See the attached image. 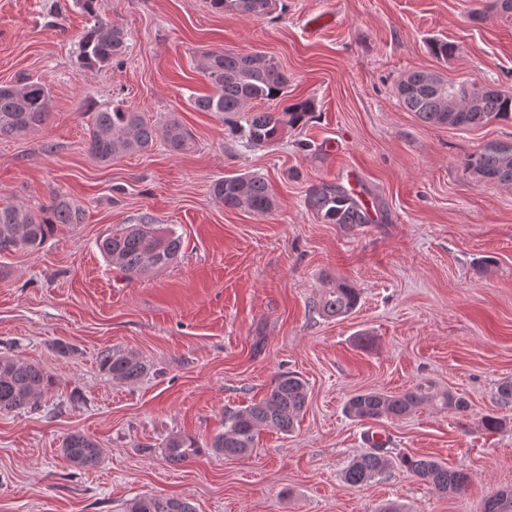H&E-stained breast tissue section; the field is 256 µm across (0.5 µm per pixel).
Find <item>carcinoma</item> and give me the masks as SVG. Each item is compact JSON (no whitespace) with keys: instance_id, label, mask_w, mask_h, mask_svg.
<instances>
[{"instance_id":"obj_1","label":"carcinoma","mask_w":512,"mask_h":512,"mask_svg":"<svg viewBox=\"0 0 512 512\" xmlns=\"http://www.w3.org/2000/svg\"><path fill=\"white\" fill-rule=\"evenodd\" d=\"M280 0H209L211 9L223 15L260 21L277 9ZM91 26L80 37V60L87 68L103 67L127 50V32L123 27H104L97 23L102 0H78ZM197 69L212 86V92L193 98L202 112H222L244 118L240 127L246 142L253 147H269L282 140L285 131L304 122L315 110L311 99L288 102L289 78L272 58L255 62L253 55L226 50H208L196 60ZM403 106L426 124L472 128L492 120L512 122V95L489 94L486 86L453 82L437 72L415 70L397 84ZM255 101H272L279 108L259 112L249 110ZM52 104L50 88L39 81L22 80L0 85V137L20 136L42 128ZM158 140L171 151L180 153L193 145L192 133L177 119L152 123L142 113L116 104L94 115L88 150L91 158L106 163L127 153L148 150ZM464 169L479 181L512 185V144H491L467 156ZM214 196L224 207L265 215L272 212L273 193L264 178L255 174L226 176L213 184ZM307 207L328 224H367L369 217L361 205L343 187L321 183L311 187ZM84 208L63 194L33 212L20 204L0 206V255L25 249L39 250L60 224H81ZM105 260L124 273L128 280L169 266L177 260L181 237L161 227L149 217L131 224L120 233L99 243ZM359 303V294L346 281L339 280L313 303L327 317H345ZM101 370L112 379L130 383L147 372L146 364L132 353L107 349L98 355ZM53 385L52 376L41 366L10 355H0V412L32 408ZM307 404L306 382L293 373L277 377L265 397L243 409L224 412V432L216 435L213 451L226 458L243 459L255 448L258 434L275 430L288 435ZM425 404L440 405L458 413L468 410L467 400L459 394L429 392L416 387L401 393L362 391L349 398L346 413L358 422L379 421L407 416ZM367 450L346 469V483L358 488L371 483L386 470L390 439L367 431ZM63 452L79 468L97 465L101 448L93 439L74 433L63 442ZM200 452L191 437L174 436L164 444L171 464H182ZM401 465L428 484L439 495L461 494L467 490V476L441 462L405 456ZM126 512H195L192 505L177 496L142 495L132 499ZM483 512H512V490L490 493Z\"/></svg>"}]
</instances>
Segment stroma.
I'll use <instances>...</instances> for the list:
<instances>
[{
    "label": "stroma",
    "instance_id": "obj_1",
    "mask_svg": "<svg viewBox=\"0 0 512 512\" xmlns=\"http://www.w3.org/2000/svg\"><path fill=\"white\" fill-rule=\"evenodd\" d=\"M476 0H280L261 21L213 13L208 0H104L100 24L128 33L126 53L83 67L86 17L75 0H0V85L42 81L47 123L0 138V204L36 210L62 193L85 209L35 252L0 256V354L54 378L37 411L0 413V512H124L144 494L187 499L196 512H482L512 489V185L477 181L467 154L512 143V123L431 126L399 102L412 70L512 93V24L473 17ZM455 47L442 61L428 48ZM261 52L290 77L292 100L312 99L304 126L270 148L247 146L192 98L211 93L199 52ZM121 102L159 121L176 115L195 145L163 144L91 159L94 113ZM356 173L372 206L367 224H327L306 207L311 185ZM254 173L272 186L267 215L226 209L212 186ZM183 242L177 262L127 281L99 242L142 216ZM345 280L356 309L318 314L312 302ZM146 362L138 382L112 381L97 355ZM294 372L308 402L293 433L262 431L250 457L213 453L226 410L258 401ZM453 391L457 414L423 406L362 424L346 401L362 391ZM501 418L487 431L485 416ZM389 436L392 465L353 488L343 474L366 450V430ZM79 432L102 455L90 470L62 450ZM202 450L171 465L172 436ZM428 456L468 476L438 497L403 467Z\"/></svg>",
    "mask_w": 512,
    "mask_h": 512
}]
</instances>
